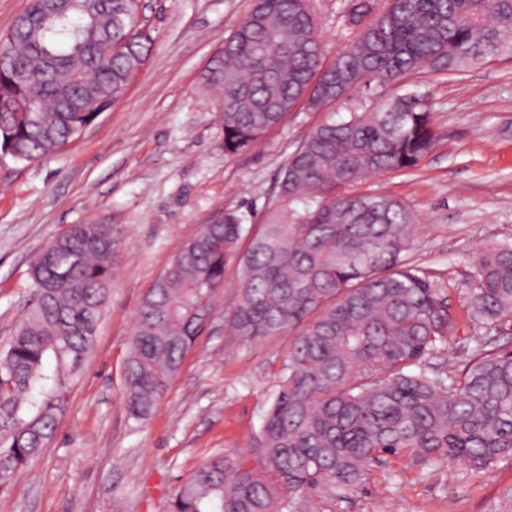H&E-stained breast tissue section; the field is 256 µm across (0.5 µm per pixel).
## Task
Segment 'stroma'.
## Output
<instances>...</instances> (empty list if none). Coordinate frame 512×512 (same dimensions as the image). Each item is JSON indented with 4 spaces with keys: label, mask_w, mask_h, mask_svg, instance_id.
Wrapping results in <instances>:
<instances>
[{
    "label": "stroma",
    "mask_w": 512,
    "mask_h": 512,
    "mask_svg": "<svg viewBox=\"0 0 512 512\" xmlns=\"http://www.w3.org/2000/svg\"><path fill=\"white\" fill-rule=\"evenodd\" d=\"M355 0H315L325 61L357 33ZM152 40L123 96L78 140L42 162L0 154V351L22 319L37 255L72 224H109L121 239L117 277L68 408L40 458L0 493V512H170L187 477L213 454L254 460L288 362L289 340L228 335L224 291L153 414L130 418L124 364L140 300L182 245L217 212L262 223L289 155L324 113L297 106L252 148L224 151V103L201 82L254 0H144ZM426 93L434 147L411 170L366 190L401 200L416 219L409 261L452 302L488 243L512 241V59L455 76L415 75L389 96ZM512 489V458L475 473L392 458L336 512H491Z\"/></svg>",
    "instance_id": "1"
}]
</instances>
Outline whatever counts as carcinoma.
Wrapping results in <instances>:
<instances>
[{
	"instance_id": "carcinoma-1",
	"label": "carcinoma",
	"mask_w": 512,
	"mask_h": 512,
	"mask_svg": "<svg viewBox=\"0 0 512 512\" xmlns=\"http://www.w3.org/2000/svg\"><path fill=\"white\" fill-rule=\"evenodd\" d=\"M0 38V153L39 162L77 140L115 103L151 49L140 0H87L46 10ZM350 46L325 63L313 0H257L225 38L203 83L224 101V150L237 153L299 101L311 111L409 75H457L512 56V0H386L355 11ZM427 99L410 92L372 112L326 118L289 156L276 207L261 224L226 209L201 226L145 292L125 365L124 401L147 419L206 325L236 263L227 324L239 336L289 338L288 363L265 418L260 467L215 455L179 487L171 512H317L348 500L369 473L402 457L473 472L512 457V351L492 347L512 318V242L476 256L460 308L406 259L415 217L361 190L414 168L434 146ZM119 236L73 224L34 261L32 294L0 353V490L51 443L91 354L112 289ZM465 322L469 360L436 364Z\"/></svg>"
}]
</instances>
